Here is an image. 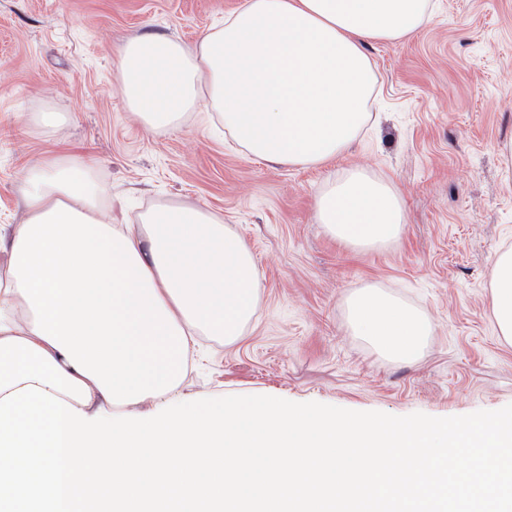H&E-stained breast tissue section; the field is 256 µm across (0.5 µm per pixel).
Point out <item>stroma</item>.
Returning <instances> with one entry per match:
<instances>
[{
    "instance_id": "stroma-1",
    "label": "stroma",
    "mask_w": 512,
    "mask_h": 512,
    "mask_svg": "<svg viewBox=\"0 0 512 512\" xmlns=\"http://www.w3.org/2000/svg\"><path fill=\"white\" fill-rule=\"evenodd\" d=\"M241 0H0V225L20 223L22 162L91 165L129 217L159 204L222 216L262 275L256 316L232 346L202 339L175 403L259 395L398 421L490 420L512 410V346L488 313L489 273L512 245V0H437L436 20L370 44L376 116L331 168L249 157L218 116L148 129L116 88L118 48L161 34L188 46ZM59 113L57 128L38 121ZM390 179L406 212L400 240L357 253L313 219L330 171ZM378 284L425 311L423 357L376 355L345 324L344 294Z\"/></svg>"
}]
</instances>
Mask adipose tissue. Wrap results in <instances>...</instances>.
I'll return each mask as SVG.
<instances>
[{
  "mask_svg": "<svg viewBox=\"0 0 512 512\" xmlns=\"http://www.w3.org/2000/svg\"><path fill=\"white\" fill-rule=\"evenodd\" d=\"M434 16L433 0H242L196 49L128 40L116 82L152 129L198 107L255 159L320 168L369 124L377 77L366 52ZM25 217L0 227V512H512V415L493 422H396L272 397L93 418L92 403L173 392L197 336L231 344L257 312L248 246L201 205H158L114 223L92 168L27 162ZM314 217L358 252L405 224L387 180L329 174ZM490 317L512 345V247L490 272ZM347 325L378 356L411 363L428 315L375 284L343 299ZM408 467L409 478L393 477Z\"/></svg>",
  "mask_w": 512,
  "mask_h": 512,
  "instance_id": "adipose-tissue-1",
  "label": "adipose tissue"
}]
</instances>
